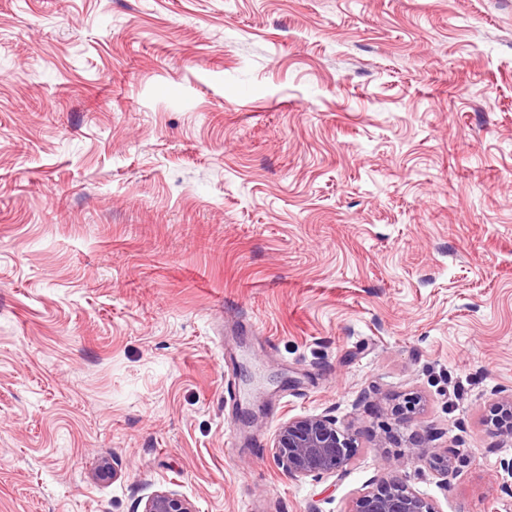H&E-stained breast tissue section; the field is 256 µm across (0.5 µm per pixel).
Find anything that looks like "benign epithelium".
Segmentation results:
<instances>
[{
    "label": "benign epithelium",
    "instance_id": "obj_1",
    "mask_svg": "<svg viewBox=\"0 0 512 512\" xmlns=\"http://www.w3.org/2000/svg\"><path fill=\"white\" fill-rule=\"evenodd\" d=\"M493 426L512 437V397L495 406ZM278 464L295 478L339 476L356 451L349 429L328 414L291 418L281 424L274 439ZM142 512H195L192 503L174 492L148 497ZM349 512H440L437 503L397 478L378 483L353 502Z\"/></svg>",
    "mask_w": 512,
    "mask_h": 512
}]
</instances>
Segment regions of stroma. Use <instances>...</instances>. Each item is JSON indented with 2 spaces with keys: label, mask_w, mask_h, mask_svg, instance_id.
<instances>
[{
  "label": "stroma",
  "mask_w": 512,
  "mask_h": 512,
  "mask_svg": "<svg viewBox=\"0 0 512 512\" xmlns=\"http://www.w3.org/2000/svg\"><path fill=\"white\" fill-rule=\"evenodd\" d=\"M510 395L512 0H0V512H512ZM491 422L499 434L512 437V396L495 406ZM278 464L295 478L339 476L356 451L349 429L336 416L309 415L281 424L275 439ZM349 512H440L437 503L393 478L363 492ZM141 512H195L192 503L174 492L159 491L148 497Z\"/></svg>",
  "instance_id": "1"
}]
</instances>
